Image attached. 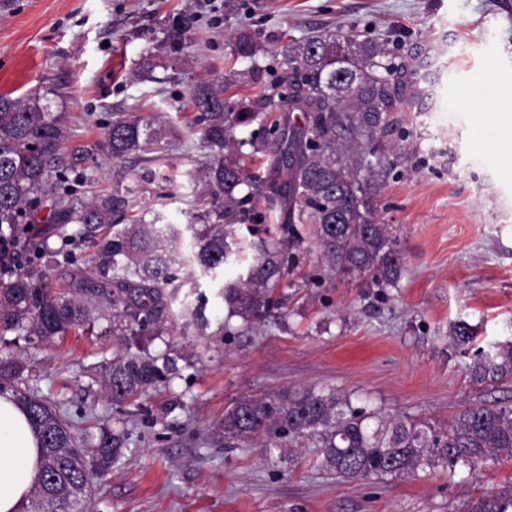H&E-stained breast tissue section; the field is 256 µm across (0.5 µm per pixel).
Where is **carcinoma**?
<instances>
[{
  "mask_svg": "<svg viewBox=\"0 0 512 512\" xmlns=\"http://www.w3.org/2000/svg\"><path fill=\"white\" fill-rule=\"evenodd\" d=\"M192 22L181 16L166 30L170 52L190 42ZM236 57L253 58L257 45L243 33L231 44ZM378 45L352 32L322 30L286 47L283 65L292 92L259 98L226 95L237 83L201 82L191 91L194 124L213 151L202 170L210 188L207 212L190 224H160L132 219L127 192L74 198L67 171L96 160L87 149L74 151V163L61 151L69 128L61 112L50 111V90L12 98L0 95V335L16 333L54 342L73 332L93 331L100 318L112 320L118 355L104 379L112 399L122 402L178 373L180 354L167 348L151 354L152 340L179 332L206 335L211 322L208 300L181 294L187 275L182 253L203 274L217 276L233 254V225L247 205L263 199L280 209L286 238L261 244L246 276L222 284L217 296L245 327L284 305V289L304 238L312 229L329 277L368 276L381 287L394 284L403 257L389 225L377 218L375 198L381 169L390 165L397 128L394 113L409 102L398 68L383 61ZM258 129L236 139L240 128ZM154 121L140 113L119 117L104 127L99 147L112 159L162 153L168 141ZM266 163L255 175L244 168L243 148ZM53 199L52 223L61 244L29 236L42 199ZM79 225L77 235L66 233ZM97 249L87 269L73 276L72 288L45 287L46 269L69 261L76 241ZM36 254L19 262L22 248ZM24 366L0 358V395L9 393L26 412L42 448L40 477L19 512H86L93 483L122 455L125 436L106 426L96 443L85 445L79 427L50 398L21 387ZM476 384L512 379V345L481 350L469 366ZM210 436L226 445L288 451L319 449L323 471L349 481L399 480L448 470L477 476L501 459H512V407L473 403L446 427L426 420L386 415L353 405L333 389L307 388L243 397L213 424ZM467 512H512V486L471 501Z\"/></svg>",
  "mask_w": 512,
  "mask_h": 512,
  "instance_id": "obj_1",
  "label": "carcinoma"
}]
</instances>
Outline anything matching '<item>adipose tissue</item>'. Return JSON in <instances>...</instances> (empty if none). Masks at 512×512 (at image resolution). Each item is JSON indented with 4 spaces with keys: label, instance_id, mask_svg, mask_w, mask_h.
<instances>
[{
    "label": "adipose tissue",
    "instance_id": "1",
    "mask_svg": "<svg viewBox=\"0 0 512 512\" xmlns=\"http://www.w3.org/2000/svg\"><path fill=\"white\" fill-rule=\"evenodd\" d=\"M40 451L26 413L0 395V512H19L39 476Z\"/></svg>",
    "mask_w": 512,
    "mask_h": 512
}]
</instances>
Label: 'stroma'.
<instances>
[{
    "mask_svg": "<svg viewBox=\"0 0 512 512\" xmlns=\"http://www.w3.org/2000/svg\"><path fill=\"white\" fill-rule=\"evenodd\" d=\"M179 14L194 18L195 31L173 63L164 30ZM337 28L404 64L407 90L418 96L400 115L395 166L377 200L405 257L397 287L321 277L309 236L298 257L310 283L241 336L215 284L197 279L208 335L154 341L150 352L170 344L181 354L178 374L121 403L104 387L114 355L106 321L94 336L59 344L12 337L0 358H19L29 387L58 400L72 420L85 414L128 431L88 512H466L471 500L512 483V460L470 479L439 470L351 482L318 468L316 449L290 463L207 434L241 397L309 387L438 424L471 403L512 405V382L479 385L468 371L479 348L512 343V129L489 97L512 84V0H223L216 12L205 0H0V95L54 88L51 109L67 117L70 148L101 141L116 117H151L170 136L161 160L102 154L71 186L85 197L108 192L135 169L147 178L131 185L132 215L187 224L208 206L199 171L211 156L193 127L192 87L235 71L239 95L287 93L285 46ZM243 30L262 46L255 60L230 53ZM148 57L157 67L146 77ZM254 64L263 74L253 80ZM279 222V211L261 202L237 224L242 253L225 278L246 274L266 228ZM458 322L471 327L472 346L453 344Z\"/></svg>",
    "mask_w": 512,
    "mask_h": 512,
    "instance_id": "obj_1",
    "label": "stroma"
}]
</instances>
